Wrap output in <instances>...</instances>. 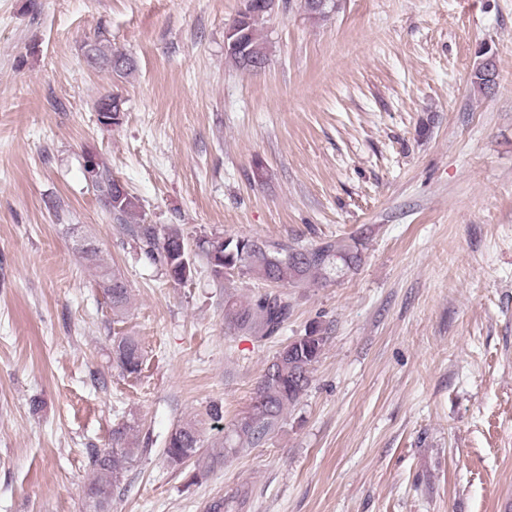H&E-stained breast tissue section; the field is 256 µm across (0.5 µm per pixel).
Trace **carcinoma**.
Masks as SVG:
<instances>
[{
	"mask_svg": "<svg viewBox=\"0 0 512 512\" xmlns=\"http://www.w3.org/2000/svg\"><path fill=\"white\" fill-rule=\"evenodd\" d=\"M265 3L266 0H255V5L239 20L248 54L263 63L267 55L259 24L271 14ZM91 47L108 72L124 77L133 70L134 65L126 54L112 49L104 40L91 43ZM92 185L111 219L119 224L137 225L135 232L143 242L146 256L160 266L170 280L185 283L192 278L195 262L179 228L169 227L160 232L144 224L135 197L127 192L120 193L116 178L103 162H97ZM198 248L215 279L227 280L235 274H247L268 287L298 285L310 279L326 281L332 274L351 269L360 261L358 247L344 238L296 248L259 237H216L200 242ZM80 253L95 267L98 287L109 300L113 315L123 314L130 294L120 272L104 262L96 247L82 249ZM290 310L288 295L282 292H265L245 302L231 293H224V323L258 343L276 337L288 321ZM325 343L322 327L312 324L304 335L287 342L267 362L254 388L249 409L228 427L224 447L212 453V460L227 459L247 448H259L267 443L285 413L306 393ZM112 353L113 362L123 373L132 376L141 372L143 353L135 337H117ZM133 431L131 424H118L112 428V447L91 450L94 477L85 486L84 497L92 512H111L114 491L140 452L130 441ZM201 447L199 431L190 420L168 434L164 454L168 463L178 469L197 456ZM247 497L245 489L226 493L210 503L208 512H241Z\"/></svg>",
	"mask_w": 512,
	"mask_h": 512,
	"instance_id": "obj_1",
	"label": "carcinoma"
}]
</instances>
